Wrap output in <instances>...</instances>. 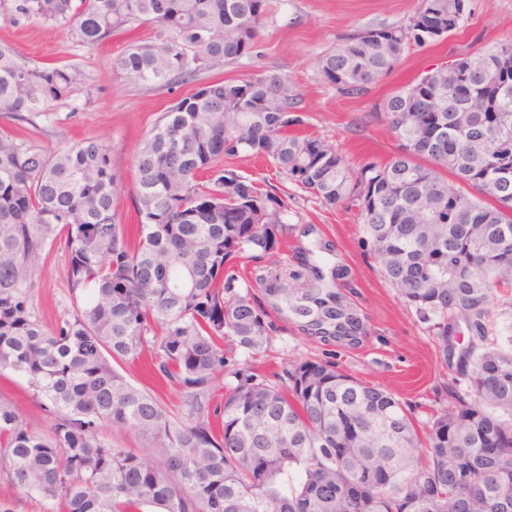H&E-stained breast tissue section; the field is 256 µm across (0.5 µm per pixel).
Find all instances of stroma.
<instances>
[{
	"instance_id": "1",
	"label": "stroma",
	"mask_w": 512,
	"mask_h": 512,
	"mask_svg": "<svg viewBox=\"0 0 512 512\" xmlns=\"http://www.w3.org/2000/svg\"><path fill=\"white\" fill-rule=\"evenodd\" d=\"M420 4L421 0H269L258 56L225 67L217 76L240 81L263 69L286 74L296 84L308 115L300 136L332 142L353 162L366 156L388 160L397 141L375 113L389 94L456 55L512 40V0H468L469 17L458 31L442 43L406 51L394 71L379 77L366 96H341L323 79L319 59L326 50L362 27L405 23ZM155 35L154 27L143 23L90 48L74 43L63 24H16L9 21L6 8H0V44L13 47L32 63L72 64L85 75V87L75 99L49 104L28 123L0 116V126L27 134L48 151L64 150L89 138L106 145L118 174L117 220L132 230L138 222L135 155L159 114L174 99L195 90L191 84L170 91L135 84L113 70V59L131 42L151 40ZM229 164L245 176L273 185L286 201L291 221L321 225L335 241L349 272L351 287L346 294L364 314L368 327L367 335L333 346L291 329L272 337L265 352L254 359L239 353L236 361H249L253 371L267 377L295 363L327 361L341 373L391 392L419 423H428L432 414L448 405L457 357L442 355L428 324L383 278L368 255L356 210L320 209L264 160L242 155ZM33 283L37 319L46 328L57 327L71 309L64 246L49 248L33 274ZM118 370L170 411L180 412L181 390L154 380L146 361L123 362ZM0 401L13 405L32 428L49 431L52 421L40 409L26 379L8 371L0 373Z\"/></svg>"
}]
</instances>
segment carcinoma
<instances>
[{
  "instance_id": "obj_1",
  "label": "carcinoma",
  "mask_w": 512,
  "mask_h": 512,
  "mask_svg": "<svg viewBox=\"0 0 512 512\" xmlns=\"http://www.w3.org/2000/svg\"><path fill=\"white\" fill-rule=\"evenodd\" d=\"M266 0H12L13 22L63 23L95 46L137 22L156 37L113 68L173 89L257 54ZM467 19V0H422L399 26L363 27L319 60L324 80L365 96L404 52ZM75 66L34 65L0 45V115L20 122L82 91ZM485 112H463L468 93ZM381 115L385 162L349 161L306 124L282 73L213 79L176 99L135 158L139 243L117 222L110 150L89 139L46 152L0 130V373L27 378L52 419L32 429L0 401V470L59 512H512V41L427 71ZM261 157L321 208H355L385 280L445 344L458 323L464 392L423 431L390 392L304 361L273 383L236 367L291 323L324 342L366 336L338 284L344 265L316 224H291L273 189L224 165ZM68 252L73 305L48 331L33 268ZM294 262L300 270L283 277ZM152 356L183 392L173 417L113 364ZM236 383L224 397L212 383ZM129 429L142 457L103 430Z\"/></svg>"
}]
</instances>
